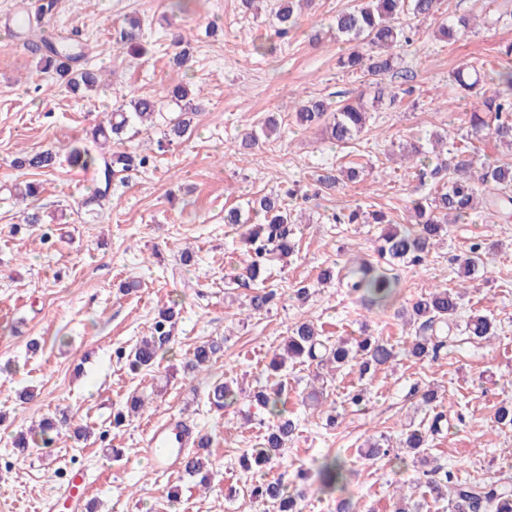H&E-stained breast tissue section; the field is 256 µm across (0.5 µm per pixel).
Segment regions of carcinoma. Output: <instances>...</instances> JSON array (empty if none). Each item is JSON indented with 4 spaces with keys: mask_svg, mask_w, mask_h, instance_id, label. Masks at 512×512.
Returning a JSON list of instances; mask_svg holds the SVG:
<instances>
[{
    "mask_svg": "<svg viewBox=\"0 0 512 512\" xmlns=\"http://www.w3.org/2000/svg\"><path fill=\"white\" fill-rule=\"evenodd\" d=\"M309 6L314 0H277L275 17L277 26L274 35L280 39L297 24L295 11L301 4ZM438 0H359V5L343 10L336 15V35L351 45L349 52L340 57V67L372 79L377 85V98L389 95L396 101L397 94L386 91L385 77L394 70L398 55L396 49L409 43L419 24L438 11ZM512 8V0H489L480 7L482 22L492 26L498 22L505 10ZM42 24L33 27L19 26L16 33L32 40L34 51L39 55L38 67L42 72H52L60 84L73 94L93 90L100 80L99 73L81 65L85 52L82 46L60 36L48 39L40 35ZM438 32L446 39L460 40L472 33L471 19L465 15L438 25ZM116 43L132 55L145 52L141 39V22L130 20L116 31ZM500 54L506 58L505 67L498 72L499 85L490 92H482L481 107L473 109L469 117L470 136H487L500 143L512 146V43L502 47ZM483 70V65L466 64L451 75L454 89L463 98L477 94L479 79L472 76ZM188 96L187 87L176 84L166 87L159 95L133 97L120 104L105 122L92 133L94 141L113 144L112 153L96 156L81 145H73L66 154V162L81 170L92 168L96 173L97 201L108 199L112 180L118 175L136 168L146 167L151 157L124 147L125 135L132 127L152 126L160 118L165 124L163 138L156 141V149L164 150L175 138L185 136L195 127L198 112L191 107L166 116L161 112L162 102H181ZM371 109L362 100L355 104L337 106L324 99L311 98L296 107L295 124L300 128L321 126L330 142L339 146L354 140L368 127ZM279 122L274 116L267 117L260 127V134H251L245 141L247 146L259 145L260 139H270L276 134ZM446 154L449 159L435 165H424L420 177L432 181L433 191L412 200L410 211L414 212L416 225L412 227H391L381 233L376 251L386 259L387 267L374 266L365 258L349 261L344 276L345 287L372 304L384 305L395 297L401 282L397 268L420 267L427 263L434 241L442 236L446 225L470 217H481L477 212V199L483 200L485 209L496 213L512 211V161L500 159L490 161L482 157L472 142L461 140L448 143ZM60 164V157L52 150L22 152L12 161L11 166L19 170L49 172ZM249 210L258 217L256 223H249L238 207L224 212V223L241 225L240 242L245 247V260L241 276L255 281L260 270L273 256L286 258L295 253L293 216L279 195L269 194L248 202ZM374 224H388L390 220L382 211L362 214L353 211L347 215H331V221L339 224H355L359 219ZM484 264L482 244L474 242L460 262L455 287L437 286L432 291L409 302L402 313L410 315L418 324L417 334L405 355L417 360L436 357L439 347L448 339L451 326L462 309L465 295V281L480 265ZM277 296V291L265 286L257 288L248 298L247 309L261 314ZM178 303L173 301L162 307L146 337L131 350L119 353L129 371L138 374L149 371L158 363L161 352L173 341V332L179 314ZM468 339L482 341L496 333L495 320L489 315L471 314L465 322ZM224 340L210 339L197 345L188 361L192 370L210 366L222 356ZM396 358L394 345L381 336H362L352 342L338 338L331 342L322 336L315 323L304 319L290 329L283 353L271 363L274 372L282 371L287 362H317L320 367L334 370L358 365L367 373L389 365ZM240 390L234 381L224 380L212 387L209 394L211 404L224 409L237 403ZM254 400L273 418L256 447L247 450L240 458V467L246 472L261 471L274 459L290 441L297 422L290 417L287 409L288 385L276 382L271 388L254 394ZM144 406L143 399L132 392L125 402V409L113 414L112 423L120 426L126 417L139 412ZM442 414L434 416L428 426L407 429L404 444L416 454L428 447L429 439L438 431ZM69 425L68 415L59 413L43 420L38 436L43 446L53 444L61 435L62 428ZM184 471L198 476L203 483L211 482L212 473L196 456H186ZM426 485L438 499L451 498L457 512H512V483L500 479L487 482L461 481L451 470L424 471ZM319 491L333 495L344 492L346 487V463L337 455L327 454L318 466ZM249 496L271 505L273 512H302L299 500L303 492L288 490L278 480L256 482L247 490Z\"/></svg>",
    "mask_w": 512,
    "mask_h": 512,
    "instance_id": "1",
    "label": "carcinoma"
}]
</instances>
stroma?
I'll list each match as a JSON object with an SVG mask.
<instances>
[{"instance_id":"35a3bbf8","label":"stroma","mask_w":512,"mask_h":512,"mask_svg":"<svg viewBox=\"0 0 512 512\" xmlns=\"http://www.w3.org/2000/svg\"><path fill=\"white\" fill-rule=\"evenodd\" d=\"M20 1L0 0V512H41L73 469L90 477V512H265L246 495L253 476L238 465L270 420L250 395L272 382L270 360L305 317L333 339L387 338L399 356L366 374L355 367L330 372L326 401L315 410L305 408L302 397L318 367L288 366L281 377L298 429L262 478L285 482L297 468L317 471L334 451L351 470L345 494L356 512H392L397 494L421 503L423 512H452L419 481L422 471L437 466L463 481L512 478V429L493 421L495 408L512 402V220L494 214L451 224L427 266L402 268L401 293L383 309L318 282L324 268L376 256V225L335 224L332 213L360 207L383 210L401 226L409 220V199L427 189L401 157V145L435 132L455 140L467 134L471 105L451 89L448 74L463 62L497 66L500 47L512 42V17L477 27L462 42L441 38L437 20L422 23L400 49L396 74L386 79L400 98L383 104L368 132L340 148L322 128L296 127L294 112L311 96L372 98V84L338 67L346 45L328 28L355 0H316L266 56L253 46L271 32L273 0H256L249 10L241 0H192L183 14L172 12L169 0H59L44 32L78 34L88 65L102 77L97 90L82 97L38 71L25 39L13 35ZM130 18L143 23L144 55H129L114 43L115 28ZM315 29L322 39L313 44ZM172 31L190 52L188 67L173 63ZM177 82L186 83L199 111L197 129L162 154L155 146L159 130L131 137L128 149L152 154L154 161L114 180L111 204L92 202L96 182L82 170L63 165L40 173L8 164L22 151L91 145V129L123 99ZM270 115L281 124L280 138L260 149L245 147L244 134ZM351 162L359 170L356 180L319 186L322 175ZM23 181L39 185L34 204L45 218L27 229L20 226L25 204L11 193ZM291 186L300 191L287 201L299 218L297 251L268 264L265 284L279 299L270 313L252 315L246 289L234 284L241 272L239 229L225 223L224 211ZM475 240L490 265L471 280L462 312L493 313L496 336L449 344L433 362L407 357L403 350L415 329L401 318L402 308L433 286L455 285L456 259ZM185 249L193 253L191 262L181 260ZM125 281L135 289L123 292ZM301 285L310 288L304 303L293 295ZM172 300L181 319L171 345L154 369L131 374L115 351L148 335L157 310ZM212 338L223 339V356L209 369L187 371L193 348ZM33 341L39 350L30 349ZM225 378L238 380L247 397L218 412L207 394ZM429 386L437 391L430 407L419 400ZM25 389L34 391L33 400H19ZM359 389L366 399L357 407L347 395ZM134 391L143 394L144 409L113 427V413ZM439 410L447 421L421 461L360 456L370 441L397 445L407 428ZM59 411L87 428V440L65 432L51 447L37 443L16 454L14 436ZM178 421L209 437L201 456L215 473L210 486L179 468L156 472L144 454L155 424ZM104 432L120 456L102 447ZM230 487L238 489L236 499H226Z\"/></svg>"}]
</instances>
